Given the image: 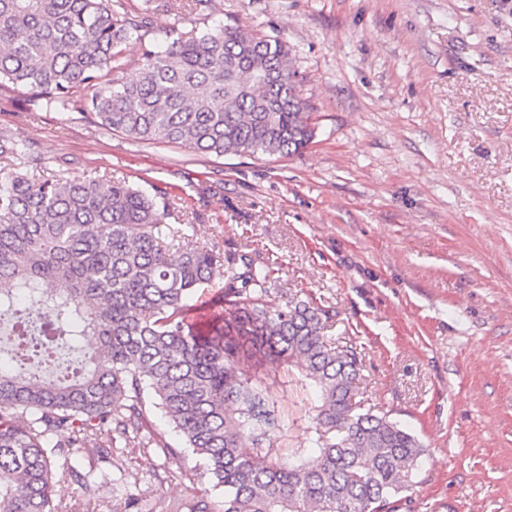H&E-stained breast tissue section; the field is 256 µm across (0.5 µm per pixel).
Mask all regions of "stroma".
Segmentation results:
<instances>
[{
  "label": "stroma",
  "mask_w": 512,
  "mask_h": 512,
  "mask_svg": "<svg viewBox=\"0 0 512 512\" xmlns=\"http://www.w3.org/2000/svg\"><path fill=\"white\" fill-rule=\"evenodd\" d=\"M233 26L290 48L316 127L290 156L202 154L135 142L78 112L0 90V132L29 158L0 168L105 175L165 192L185 241L279 266V290L336 316L363 355L366 405L426 449L413 512H512V0H215L207 19L153 16L122 45L114 79L138 74L170 31ZM312 400L281 394L283 441L308 443ZM64 512H191L222 494L191 453L113 449L72 459Z\"/></svg>",
  "instance_id": "obj_1"
}]
</instances>
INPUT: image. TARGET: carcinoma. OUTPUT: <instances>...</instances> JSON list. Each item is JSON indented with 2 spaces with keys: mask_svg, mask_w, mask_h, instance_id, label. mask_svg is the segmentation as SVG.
<instances>
[{
  "mask_svg": "<svg viewBox=\"0 0 512 512\" xmlns=\"http://www.w3.org/2000/svg\"><path fill=\"white\" fill-rule=\"evenodd\" d=\"M0 0V87L47 109L90 113L133 141L202 153L294 155L315 127L288 46L224 26L171 32L133 81L108 78L118 48L151 14L207 16L213 0ZM27 145L0 136V158ZM174 203L112 177L0 170V512H58L84 476L59 457L112 455L116 442L190 451L224 500L194 512H398L425 448L358 400L363 364L326 335L334 313L288 294L266 303L279 269L247 254L165 241ZM224 282L202 322L195 298ZM285 365L317 398L311 448H286ZM180 437L152 431L145 398Z\"/></svg>",
  "mask_w": 512,
  "mask_h": 512,
  "instance_id": "1",
  "label": "carcinoma"
}]
</instances>
